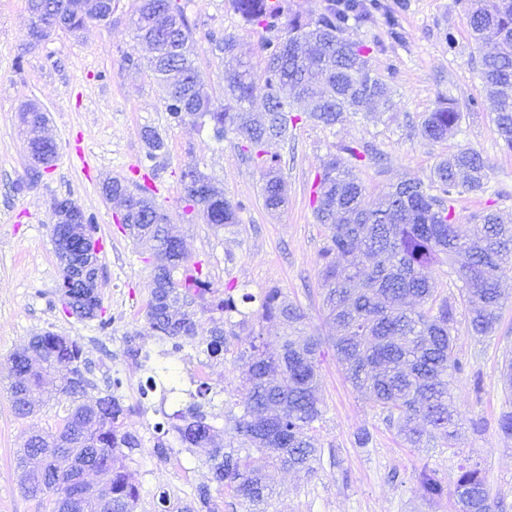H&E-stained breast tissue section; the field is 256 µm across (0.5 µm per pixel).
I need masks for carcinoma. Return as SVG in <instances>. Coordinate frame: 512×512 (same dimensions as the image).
Segmentation results:
<instances>
[{
    "label": "carcinoma",
    "mask_w": 512,
    "mask_h": 512,
    "mask_svg": "<svg viewBox=\"0 0 512 512\" xmlns=\"http://www.w3.org/2000/svg\"><path fill=\"white\" fill-rule=\"evenodd\" d=\"M232 5L246 23L273 37L264 46L267 65L259 82L252 68L233 56V37L209 34L210 44L224 54V100L219 103L194 65L195 41L177 0H140L134 31L151 50L152 72L168 88L169 120L207 125L218 141L237 136L260 171L264 207L276 212L287 205L288 194L279 176L282 156L268 150L271 143L288 140V130L304 119L333 126L346 112H368L373 104L389 100L388 84L370 66L373 48L344 38L350 21H373L381 4L329 0L312 22L286 16L285 6L273 0H232ZM465 7L473 39L497 43L496 51L479 58L478 69L481 90L495 104L497 131L512 149V0H465ZM27 10L74 19L72 32L102 17L100 3L91 8L87 0H27ZM258 93L268 104L262 121L246 108ZM300 99L313 103L302 116L293 113V103ZM461 120L460 103L445 98L425 115L421 135L428 141L444 140ZM21 121L29 130V143L39 141L46 113L26 103ZM143 138L151 157L166 147L153 129L145 130ZM370 154L367 145L339 146L323 162L313 189L314 214L329 229L320 261L323 308L336 328L330 348L350 384L388 417H397L407 444L421 447L429 426L451 441L458 413L450 385L461 371L453 352L456 304L464 307L475 335L495 330L503 307L499 272L512 262V221L488 211L473 233H461L451 195L460 188L482 193L487 181L486 163L472 149H462L434 167L430 183L448 196L446 200L430 194L421 182L401 183L366 200L356 167ZM202 179L208 177L194 166L182 172L185 206L198 209L203 222L216 229L238 226L241 205L214 185L199 192L196 183ZM101 193L108 200H122L119 223L149 245L150 256L144 261L166 251L167 263L153 269L154 288L146 310L149 327L159 340L181 351L199 335V313L209 314L213 323L205 329L209 338L202 349L209 361L224 358L228 337L238 328H250V335L259 339L237 356L242 362V413L233 416L238 447L224 445L202 402L173 415L171 429L185 447L211 449L216 488L196 487L194 502L174 510L170 497L162 495V512H215L213 494L226 492L257 508L272 491L269 469L309 472L317 458L313 431L322 417L318 365L323 342L318 336L301 335L303 310L276 287L267 289L250 312L241 306L254 299L252 294L240 295L235 286L222 292L212 288L202 265L190 262L179 249L149 186L134 192L125 180L109 176L101 183ZM51 231L60 289L73 290L79 305L75 317L106 327L94 274L99 257L68 252L69 246L98 237L97 225L83 215L77 223L54 224ZM459 253L468 260L457 270L462 287L456 303L438 294L429 270ZM269 322L289 329L276 350L268 349L262 333L256 332ZM87 373L89 360L82 344L51 331L31 337L10 356L9 393L19 416L34 413L31 394L48 377L59 382V391L69 402L55 430L32 434L23 444L17 467L37 478L35 484L24 483V493L34 499L51 497V512H105V496L112 501V512H135L139 491L129 481L128 469L140 442L124 426L129 408L114 392L116 381L94 402H86L88 393L98 389ZM80 462L108 474V489L89 491L80 480ZM420 480L430 498L443 496L444 487L432 475L423 471ZM454 495L461 512L497 508L475 468H462Z\"/></svg>",
    "instance_id": "cac0c4a2"
}]
</instances>
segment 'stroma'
I'll return each instance as SVG.
<instances>
[{
    "instance_id": "1",
    "label": "stroma",
    "mask_w": 512,
    "mask_h": 512,
    "mask_svg": "<svg viewBox=\"0 0 512 512\" xmlns=\"http://www.w3.org/2000/svg\"><path fill=\"white\" fill-rule=\"evenodd\" d=\"M196 41L195 65L215 98L224 96V56L212 49L208 33L235 38V51L262 76L269 34L247 25L231 0H178ZM399 24L400 40L389 37L382 19L351 23L349 41L373 47L371 63L391 89V106L345 113L342 122L324 127L305 122L287 142L272 144L283 158L281 175L288 206L268 212L262 200L259 170L235 136L215 141L209 128L170 124L164 110L167 90L147 66L149 51L135 40L131 17L138 0H112L107 23L89 24L72 33L57 30L32 44L27 0H0V512H49L47 502L24 496L14 459L27 435L54 429L67 402L52 384L34 393L40 409L32 416L15 414L7 394V357L31 336L51 331L79 339L92 363L99 388L120 380V395L134 412L125 421L140 441L130 463L131 481L139 490L135 512H159L158 497L186 503L196 485L208 482L203 448L180 447L175 433L157 434L153 425L185 408L197 386L186 379L187 363L203 361L192 347L172 351L155 337L146 320L153 271L142 261V243L116 222L120 203L101 193L105 177L146 181L157 204L184 245L188 257L203 262L212 288L231 283L253 294L280 288L300 306L308 336H330L319 289V254L327 230L311 205L315 183L328 153L347 142L368 143L375 158L359 164L357 175L369 195L402 181L428 182L433 167L460 149L481 154L487 169L485 192H461L453 203L462 231L481 215L497 210L512 215V150L493 121V103L480 93L477 61L482 53L471 38L463 0H381ZM453 34L455 46L445 36ZM450 97L465 107L459 132L431 143L420 134L427 112ZM476 107H469L470 99ZM37 103L50 121L44 137L57 146L53 165L31 170L19 110ZM157 130L167 149L148 158L145 129ZM197 167L239 203L234 231L204 224L182 201V171ZM70 197L93 216L102 239L100 296L107 328L66 313L60 302L61 271L51 237L53 199ZM508 296L493 335L474 336L459 318L454 352L462 365L452 384L460 416L454 443L434 436L426 447L406 444L385 413L363 399L345 380L333 351L319 366L323 416L313 435L319 454L311 472L288 471L275 477L264 512H459L452 490L460 465L477 466L499 504L512 512V436L498 420L512 410V390L503 363L512 358V264L500 273ZM135 337L151 356L144 371L126 353ZM247 333L230 337L223 360L208 363L206 380L217 430L232 441L233 422L224 412L240 388L238 352L248 349ZM167 388V398L140 403L138 388L147 377ZM369 432L359 447L357 437ZM174 453L160 460L157 440ZM428 470L443 484L442 498H429L419 482Z\"/></svg>"
}]
</instances>
